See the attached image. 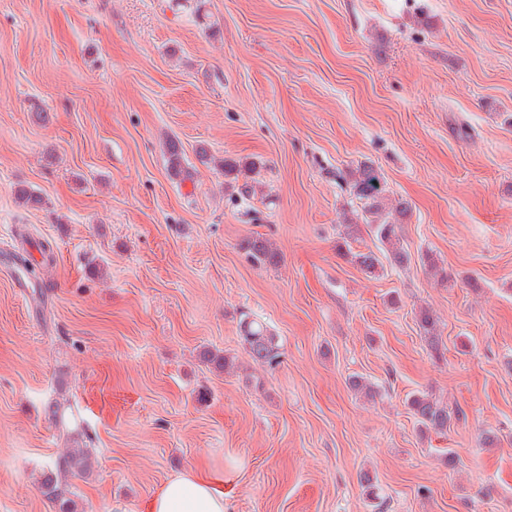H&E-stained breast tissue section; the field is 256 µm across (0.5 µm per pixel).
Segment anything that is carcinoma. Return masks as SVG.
Segmentation results:
<instances>
[{"label": "carcinoma", "mask_w": 512, "mask_h": 512, "mask_svg": "<svg viewBox=\"0 0 512 512\" xmlns=\"http://www.w3.org/2000/svg\"><path fill=\"white\" fill-rule=\"evenodd\" d=\"M353 189L356 196L364 201V226L377 241V251L356 252L351 260L365 273L374 274L383 262L403 266L409 261L408 251L403 246L400 226L407 217L408 206L402 200L388 203L386 183L383 176L369 164H361L353 172ZM18 203L30 210L44 207L45 201L37 192L25 187L15 190ZM248 260L255 266H275L281 262L280 253L269 240L261 235L245 239L241 244ZM419 328L430 349L437 351L441 341L438 334V320L430 309H423L418 315ZM243 340L251 359L260 364L271 365L280 357L276 337L253 321L243 322ZM204 360L215 368L229 373L235 368V357L229 354L206 352ZM410 409L422 433L448 431L452 419H460L462 411L451 412L442 401L424 393L413 395L409 400ZM91 466L85 448H67L55 460L53 468L43 473L40 487L43 495L54 504L57 512H79L74 493L63 484L65 475H80Z\"/></svg>", "instance_id": "carcinoma-1"}]
</instances>
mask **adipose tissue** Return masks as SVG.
<instances>
[{
	"label": "adipose tissue",
	"mask_w": 512,
	"mask_h": 512,
	"mask_svg": "<svg viewBox=\"0 0 512 512\" xmlns=\"http://www.w3.org/2000/svg\"><path fill=\"white\" fill-rule=\"evenodd\" d=\"M146 512H226L224 492L213 478L187 471L167 479Z\"/></svg>",
	"instance_id": "1"
}]
</instances>
